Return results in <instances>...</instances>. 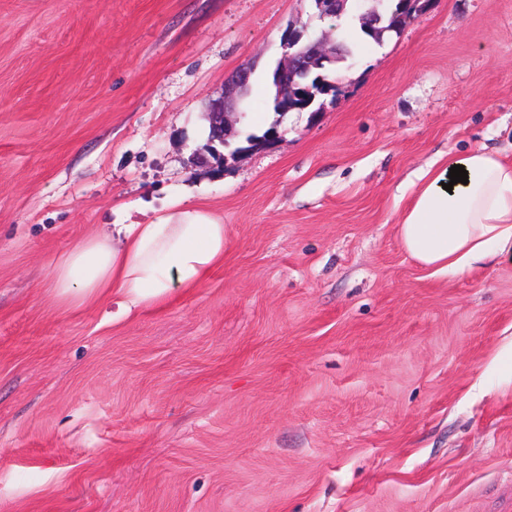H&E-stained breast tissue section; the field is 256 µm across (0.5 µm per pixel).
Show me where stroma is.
Returning <instances> with one entry per match:
<instances>
[{"label":"stroma","instance_id":"obj_1","mask_svg":"<svg viewBox=\"0 0 512 512\" xmlns=\"http://www.w3.org/2000/svg\"><path fill=\"white\" fill-rule=\"evenodd\" d=\"M386 0H0V512H512V257L444 275L396 232L417 175L512 159V0H431L274 110L287 23ZM254 65L230 147L207 106ZM224 264L159 311L66 310L76 239L176 201Z\"/></svg>","mask_w":512,"mask_h":512}]
</instances>
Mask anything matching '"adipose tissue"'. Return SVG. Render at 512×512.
<instances>
[{
  "label": "adipose tissue",
  "instance_id": "1",
  "mask_svg": "<svg viewBox=\"0 0 512 512\" xmlns=\"http://www.w3.org/2000/svg\"><path fill=\"white\" fill-rule=\"evenodd\" d=\"M467 183L444 190L451 166ZM398 237L407 254L436 274L512 254V159L478 146L448 153L418 176ZM224 262V226L194 207L150 224H115L76 241L53 264L50 291L68 309L104 301L121 315L160 309L176 289L201 287Z\"/></svg>",
  "mask_w": 512,
  "mask_h": 512
}]
</instances>
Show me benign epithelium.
I'll return each mask as SVG.
<instances>
[{
  "instance_id": "1",
  "label": "benign epithelium",
  "mask_w": 512,
  "mask_h": 512,
  "mask_svg": "<svg viewBox=\"0 0 512 512\" xmlns=\"http://www.w3.org/2000/svg\"><path fill=\"white\" fill-rule=\"evenodd\" d=\"M430 0H399V10L394 12L392 28L402 29L416 16L422 14ZM347 0H315L316 14L321 20L331 18L340 20L346 14ZM386 15L367 12L360 18L364 31L378 41L387 31L383 26ZM283 54L273 72L279 101L287 111H303L312 105L308 99L310 88L304 86L303 77L309 71L342 56V45L330 43L326 35L315 37L306 29L288 25L281 38ZM254 68L243 67L224 80L218 97L209 100L210 143L222 147L228 146L225 118L237 110L243 93L249 86Z\"/></svg>"
}]
</instances>
